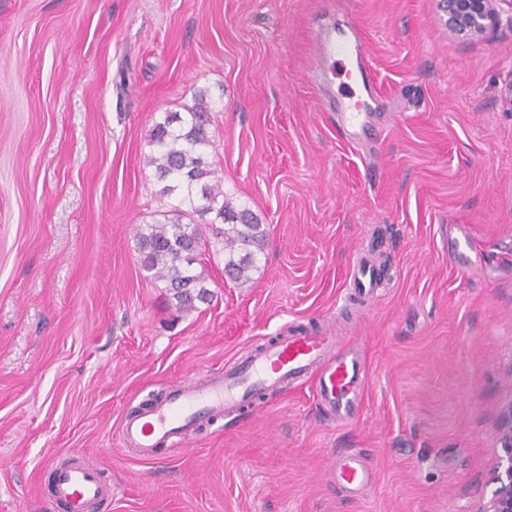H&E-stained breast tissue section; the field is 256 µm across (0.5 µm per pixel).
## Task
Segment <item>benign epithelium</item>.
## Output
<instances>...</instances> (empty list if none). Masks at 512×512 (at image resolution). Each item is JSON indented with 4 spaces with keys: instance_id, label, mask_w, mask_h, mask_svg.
Wrapping results in <instances>:
<instances>
[{
    "instance_id": "benign-epithelium-1",
    "label": "benign epithelium",
    "mask_w": 512,
    "mask_h": 512,
    "mask_svg": "<svg viewBox=\"0 0 512 512\" xmlns=\"http://www.w3.org/2000/svg\"><path fill=\"white\" fill-rule=\"evenodd\" d=\"M447 16L448 31L476 38L498 26L504 12L512 23V0H440ZM498 452L490 473L494 489L476 512H512V403L500 414L497 427Z\"/></svg>"
}]
</instances>
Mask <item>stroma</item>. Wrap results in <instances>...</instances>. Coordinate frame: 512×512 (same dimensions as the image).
<instances>
[{"label": "stroma", "instance_id": "1", "mask_svg": "<svg viewBox=\"0 0 512 512\" xmlns=\"http://www.w3.org/2000/svg\"><path fill=\"white\" fill-rule=\"evenodd\" d=\"M356 24L376 73L375 140L348 139L310 37ZM512 22L464 39L438 0H0V512H55L79 451L112 486L93 512H474L512 402ZM208 160L267 230L251 281L201 257L211 302L182 314L140 265L137 225L183 208L144 164L197 91ZM385 226L388 277L346 305L351 258ZM465 228L481 255L458 271ZM363 349L351 421L312 383L146 462L122 418L290 327ZM362 457L369 484L332 464Z\"/></svg>", "mask_w": 512, "mask_h": 512}]
</instances>
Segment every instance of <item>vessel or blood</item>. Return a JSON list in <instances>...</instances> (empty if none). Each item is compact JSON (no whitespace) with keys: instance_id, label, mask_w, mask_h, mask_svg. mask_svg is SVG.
Returning a JSON list of instances; mask_svg holds the SVG:
<instances>
[{"instance_id":"obj_1","label":"vessel or blood","mask_w":512,"mask_h":512,"mask_svg":"<svg viewBox=\"0 0 512 512\" xmlns=\"http://www.w3.org/2000/svg\"><path fill=\"white\" fill-rule=\"evenodd\" d=\"M313 61L319 70L342 58L346 74L374 79L369 50L359 28L339 32L319 29L312 36ZM371 115L368 104L356 102L353 111L338 120L353 141H361ZM378 269L369 254L358 253L349 266L350 290L365 300L373 292ZM313 379L320 405L336 422L352 420L367 390V362L354 344L340 345L336 337L313 328L297 327L287 335L262 344L247 357L225 365L223 371L204 373L194 383L172 385L165 396L127 414L120 426L123 442L143 460H153L181 449L190 429L223 414L256 403L269 394H286L305 379ZM372 478L361 460L348 458L339 479L347 488L367 485ZM112 487L98 466L74 462L51 473V500L67 512H86L95 501L111 497Z\"/></svg>"}]
</instances>
